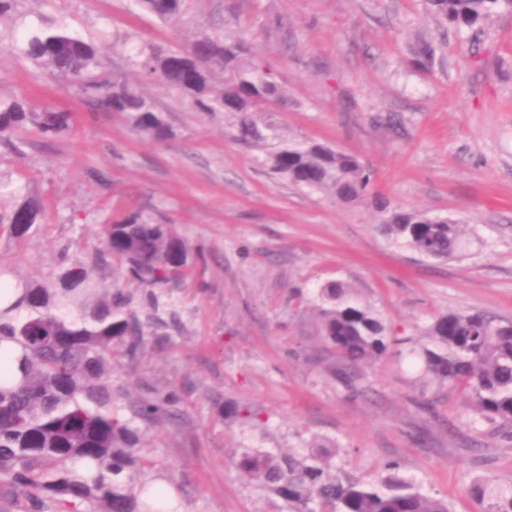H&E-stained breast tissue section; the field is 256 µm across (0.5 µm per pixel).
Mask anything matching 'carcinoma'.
Returning <instances> with one entry per match:
<instances>
[{
	"instance_id": "1",
	"label": "carcinoma",
	"mask_w": 512,
	"mask_h": 512,
	"mask_svg": "<svg viewBox=\"0 0 512 512\" xmlns=\"http://www.w3.org/2000/svg\"><path fill=\"white\" fill-rule=\"evenodd\" d=\"M19 0H0V40L8 26V46L34 64L67 79L91 110L121 115L136 132L165 142L173 130L143 85L178 93L196 112L234 116L233 137L244 145L269 147L272 170L293 185L330 193L344 203L366 196L370 173L359 159L320 142L290 144L268 131L260 119L286 102L270 65L244 40L227 42L219 33H202L186 45L141 44L127 55L137 80L111 71L106 49L66 28L22 29L15 20ZM162 23L183 12L186 0H134ZM432 11L459 28H471L512 0H429ZM30 126L44 138L72 128L71 114L40 108L22 98L0 97V141ZM41 202L29 198L5 216L0 228L21 238L35 224ZM387 237L421 256L446 260L460 242L452 219L390 209L379 225ZM117 258L128 277L150 288L174 281L190 262L186 241L168 224L139 212L106 229L104 249L93 264L64 255L62 271L50 286L23 285L0 311V346L20 351L19 378L0 361V499L19 495L27 512H153L140 504L146 484H135L145 461L136 421L153 423L172 414L173 392H152L126 417L112 387V360L134 362L146 342L145 324L120 288H103L92 265ZM321 333L336 353L338 370L353 377L397 343L354 292L328 282L318 293ZM421 348L425 373L462 391L479 420L512 434V321L482 311L442 315L428 329ZM338 446L323 442L303 453L278 448H245L235 462L285 504L286 512H451L448 501L426 493L402 477L398 467L377 479L350 475L336 466ZM475 499L477 512H512V487L485 483Z\"/></svg>"
}]
</instances>
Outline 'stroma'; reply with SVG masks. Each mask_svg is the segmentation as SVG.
Returning a JSON list of instances; mask_svg holds the SVG:
<instances>
[{"mask_svg": "<svg viewBox=\"0 0 512 512\" xmlns=\"http://www.w3.org/2000/svg\"><path fill=\"white\" fill-rule=\"evenodd\" d=\"M18 10L107 46L118 34L245 39L288 98L274 115L281 137L329 144L371 172L364 202L297 188L270 173L264 150L233 140L231 117L195 112L155 85L147 91L175 136L153 141L0 48V92L74 115L54 140L19 130L23 156L0 148V213L27 195L43 205L25 238L0 234L11 280L54 282L60 252L91 261L107 225L135 210L200 253L158 292L160 315L174 321L167 339L112 368L127 402L152 389L180 398L172 419L141 425L149 464L138 481L162 478L189 512H282L236 470L241 450L329 438L347 472L374 478L396 464L451 512H473L484 481L512 486V439L486 422L472 429L468 400L418 357L438 315L512 320V11L468 30L427 0H190L166 24L133 0H20ZM427 44L434 56L421 67ZM376 197L457 220L461 251L440 261L385 237ZM330 281L352 288L397 340L348 383L321 337L317 295ZM230 402L243 415L226 414Z\"/></svg>", "mask_w": 512, "mask_h": 512, "instance_id": "35a3bbf8", "label": "stroma"}]
</instances>
